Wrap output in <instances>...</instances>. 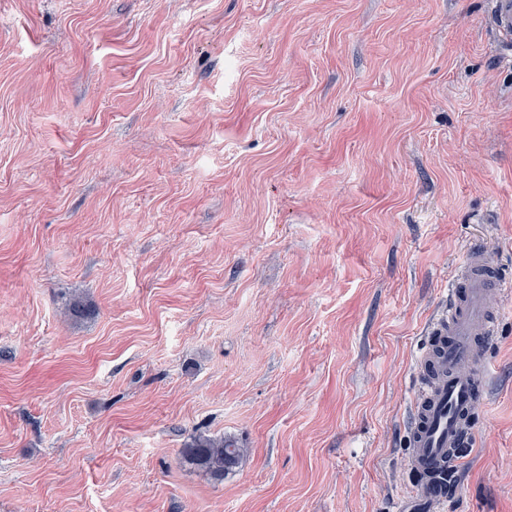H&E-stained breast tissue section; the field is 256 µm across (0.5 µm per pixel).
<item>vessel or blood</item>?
I'll return each instance as SVG.
<instances>
[{
    "label": "vessel or blood",
    "instance_id": "vessel-or-blood-1",
    "mask_svg": "<svg viewBox=\"0 0 512 512\" xmlns=\"http://www.w3.org/2000/svg\"><path fill=\"white\" fill-rule=\"evenodd\" d=\"M488 21L501 43V63L512 66V0H489ZM510 286L496 274L486 248L473 249L427 327L420 364L428 375L418 386L409 424V465L421 481L402 502L403 512H442L448 474L471 443V416L488 388L480 345L495 334L498 311L491 297Z\"/></svg>",
    "mask_w": 512,
    "mask_h": 512
}]
</instances>
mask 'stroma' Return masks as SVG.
Returning <instances> with one entry per match:
<instances>
[{"label":"stroma","instance_id":"stroma-1","mask_svg":"<svg viewBox=\"0 0 512 512\" xmlns=\"http://www.w3.org/2000/svg\"><path fill=\"white\" fill-rule=\"evenodd\" d=\"M487 8L0 0V512H398L426 328L473 242L512 272ZM493 303L445 512H512ZM182 454L193 466L221 479L239 464L243 450L224 437L199 435L183 448Z\"/></svg>","mask_w":512,"mask_h":512}]
</instances>
